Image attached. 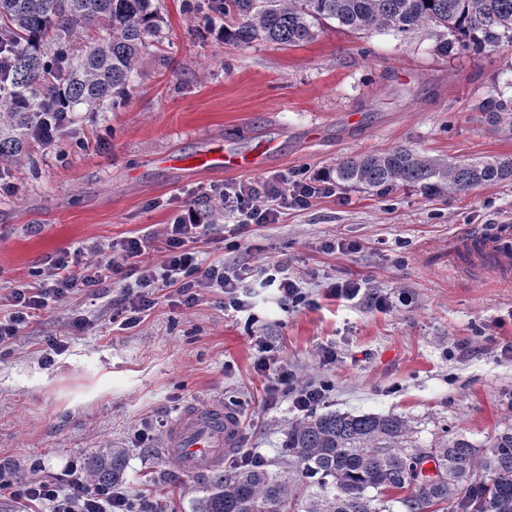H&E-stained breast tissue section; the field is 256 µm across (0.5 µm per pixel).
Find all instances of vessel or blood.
<instances>
[{
    "mask_svg": "<svg viewBox=\"0 0 512 512\" xmlns=\"http://www.w3.org/2000/svg\"><path fill=\"white\" fill-rule=\"evenodd\" d=\"M273 142H265L255 152L243 154L224 146L209 145L189 158L170 157L177 168L202 173L215 171H250L263 166L273 154ZM482 257L491 262L498 273L512 270V226L500 224L492 232L482 234ZM242 434L238 413L222 404L208 406L188 404L171 420L164 452L179 459L186 470L198 472L222 465L224 454L237 447Z\"/></svg>",
    "mask_w": 512,
    "mask_h": 512,
    "instance_id": "vessel-or-blood-1",
    "label": "vessel or blood"
}]
</instances>
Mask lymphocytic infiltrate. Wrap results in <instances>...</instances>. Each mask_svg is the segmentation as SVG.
Segmentation results:
<instances>
[{
    "label": "lymphocytic infiltrate",
    "instance_id": "obj_1",
    "mask_svg": "<svg viewBox=\"0 0 512 512\" xmlns=\"http://www.w3.org/2000/svg\"><path fill=\"white\" fill-rule=\"evenodd\" d=\"M335 192V185L326 177L293 181L283 177L246 181L224 188L220 200L226 209L237 213L240 223L273 224L284 211L304 207L311 199L330 197ZM203 224L195 207L184 205L173 222L165 227L162 241L166 259L158 267L137 264V257L147 248L142 238L123 241L118 253L105 262L89 260L79 264L69 253H58L35 283L13 288L11 310L6 320L0 322V347L12 344L32 320L64 304L76 290L97 287L115 276L124 279L125 284L112 306L130 327L138 325L145 313L155 307L156 292L164 288L172 289L179 305L190 308L197 303L201 289L217 287L223 289L235 311H244L246 304L239 299L238 292L250 278L251 269L221 264L201 267L196 252L186 247ZM258 351L257 372L273 370L277 373L275 385L267 390L268 400L290 397L292 408L302 414L323 403L327 392L325 385H297L294 372L287 366L277 365L266 345H259ZM2 493L17 503L38 506L42 512H158L154 501L142 499L133 505L123 488L93 489L74 476L35 482L1 479Z\"/></svg>",
    "mask_w": 512,
    "mask_h": 512
}]
</instances>
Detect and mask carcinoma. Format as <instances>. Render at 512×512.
<instances>
[{
  "instance_id": "carcinoma-1",
  "label": "carcinoma",
  "mask_w": 512,
  "mask_h": 512,
  "mask_svg": "<svg viewBox=\"0 0 512 512\" xmlns=\"http://www.w3.org/2000/svg\"><path fill=\"white\" fill-rule=\"evenodd\" d=\"M231 21L224 38L241 45L265 39L292 46L315 37L334 20L351 30L387 28L407 33L431 24L446 30L442 48L483 50L512 45V0H206L188 4ZM92 25L105 36L76 47ZM158 29L150 0H0V160L19 158L43 113L56 111L63 90L66 111L96 110L130 96L146 37ZM488 122L512 130V97L484 104ZM335 183L386 193L413 187L426 194H466L512 180V157L448 162L405 147L349 156L329 173ZM412 426L393 414H312L288 428L285 460L299 480L264 465L214 471L195 512H512V429L480 448L464 436L422 448ZM432 461L438 480L415 482L412 465ZM123 448H102L86 462L95 485L122 482ZM305 510H299L304 497Z\"/></svg>"
}]
</instances>
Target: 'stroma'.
Returning <instances> with one entry per match:
<instances>
[{
	"instance_id": "35a3bbf8",
	"label": "stroma",
	"mask_w": 512,
	"mask_h": 512,
	"mask_svg": "<svg viewBox=\"0 0 512 512\" xmlns=\"http://www.w3.org/2000/svg\"><path fill=\"white\" fill-rule=\"evenodd\" d=\"M152 37L123 106L79 110L49 147L6 164L0 194V316L13 288L34 283L67 250L78 262L108 260V245L150 237L142 264L164 260L161 232L197 192L243 181L318 175L347 155L406 146L448 160L512 156V132L488 125L482 104L512 95V46L443 51L431 25L400 34L354 32L328 22L297 46L217 38L222 19L152 0ZM231 141L251 151L277 146L252 172L200 174L170 167ZM512 221V182L467 194L380 195L337 187L335 196L291 209L274 224H238L232 213L193 241L202 265L286 263L307 301L281 306L276 287L248 282L249 312L201 290L187 309L168 291L137 326L115 317V279L73 294L0 350V469L30 481L66 474L98 448L128 452L123 488L161 512H194L201 475L163 452L171 418L189 402L238 408L242 435L224 455L267 464L298 421L288 398L267 405L275 372L258 373L256 341L272 348L298 384L327 383L320 412L396 413L423 446L458 434L478 446L512 427V277L480 267L477 232ZM358 281L352 300L331 283ZM388 304L376 308L373 295ZM83 316L85 331L71 320ZM64 341L53 363L48 341ZM335 349V362L322 361ZM152 429L141 447L139 429Z\"/></svg>"
}]
</instances>
